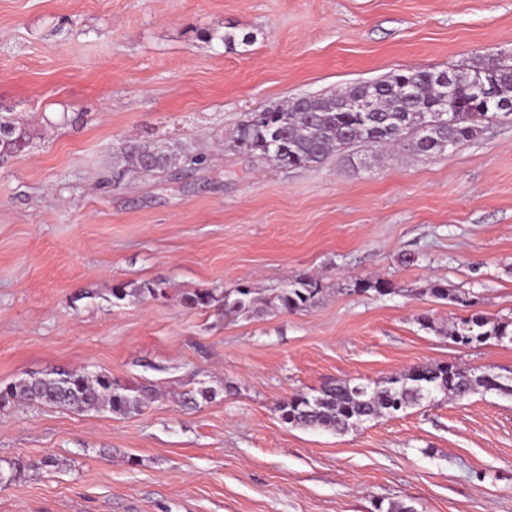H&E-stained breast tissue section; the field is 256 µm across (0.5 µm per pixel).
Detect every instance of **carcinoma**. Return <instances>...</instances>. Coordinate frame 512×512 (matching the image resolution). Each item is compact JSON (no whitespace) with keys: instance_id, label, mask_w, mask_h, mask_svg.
<instances>
[{"instance_id":"cac0c4a2","label":"carcinoma","mask_w":512,"mask_h":512,"mask_svg":"<svg viewBox=\"0 0 512 512\" xmlns=\"http://www.w3.org/2000/svg\"><path fill=\"white\" fill-rule=\"evenodd\" d=\"M456 77L457 93L452 100L450 119L425 128L438 115L445 91L443 81ZM493 83L495 99L479 96L475 82ZM352 95L367 98L371 112H354L347 104ZM512 103V63L492 59L482 67L448 70L400 71L385 79L352 85L344 90L321 96L300 98L288 107L265 111L259 121L249 113L235 129L232 147L268 158L280 167H308L325 162L329 155L352 146L399 147L434 154L452 145L471 141L483 125L507 116L497 111V101ZM31 139L30 131L8 116L0 115V158L22 152ZM126 161L133 168L167 172L185 163V156L164 150L133 147L125 150ZM163 290L159 284L130 286L122 283L112 289L118 301L128 298L141 301L155 299ZM322 292L320 280L312 275L297 276L273 296V306L286 313L305 311L314 306ZM430 293L442 300L464 306L472 305L462 295L448 291L441 284ZM259 298L254 289L240 286L232 292L196 290L182 295L188 309H205L215 304L224 307L228 317L252 307ZM512 337V322H491L473 314L453 323L449 338L464 346L480 345L491 339ZM482 390L512 397V378L498 374L476 375L454 363H430L413 366L398 376L369 388L346 380L325 383L316 394H295L277 407L283 422L343 434L354 426L382 416H393L437 395L463 399ZM214 391L208 388L182 394L181 404L189 409L208 401ZM158 398L146 386H130L106 373L85 370H59L52 375L30 377L0 385V410L19 404H41L74 412L106 408L125 416L141 411ZM56 461L47 457L40 461L18 458L9 463L10 473H0V480L14 479L31 469L50 467Z\"/></svg>"}]
</instances>
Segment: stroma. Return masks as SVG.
<instances>
[{
	"instance_id": "stroma-1",
	"label": "stroma",
	"mask_w": 512,
	"mask_h": 512,
	"mask_svg": "<svg viewBox=\"0 0 512 512\" xmlns=\"http://www.w3.org/2000/svg\"><path fill=\"white\" fill-rule=\"evenodd\" d=\"M491 58L512 59V0H0V112L32 134L0 161V384L84 367L161 393L123 417L1 411V469L60 465L0 483V512H512L510 396L341 435L277 411L422 363L512 373V342L443 333L474 311L512 321V120L442 153L352 147L313 167L229 145L259 108ZM128 145L208 161L141 172ZM302 273L326 292L296 314L179 302ZM364 279L392 291H353ZM131 282L168 297L113 304ZM205 387L213 399L181 406Z\"/></svg>"
}]
</instances>
